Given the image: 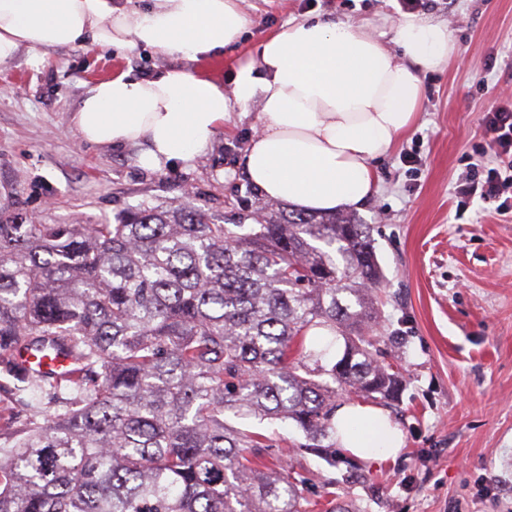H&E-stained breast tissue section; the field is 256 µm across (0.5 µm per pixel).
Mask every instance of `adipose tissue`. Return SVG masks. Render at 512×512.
Here are the masks:
<instances>
[{"label":"adipose tissue","instance_id":"1","mask_svg":"<svg viewBox=\"0 0 512 512\" xmlns=\"http://www.w3.org/2000/svg\"><path fill=\"white\" fill-rule=\"evenodd\" d=\"M241 0H151L129 12L116 0H0V64L20 47L94 44L147 48L196 62L238 44L250 21ZM393 54L371 26L305 17L266 37L230 82L180 68L122 72L95 82L72 115L86 143L142 145L139 163H186L209 147L233 109L260 107L243 170L267 200L328 214L376 192L373 163L414 125L420 71L457 52L447 24L408 13L390 24ZM336 440L353 456H391L400 436L382 408L337 407Z\"/></svg>","mask_w":512,"mask_h":512}]
</instances>
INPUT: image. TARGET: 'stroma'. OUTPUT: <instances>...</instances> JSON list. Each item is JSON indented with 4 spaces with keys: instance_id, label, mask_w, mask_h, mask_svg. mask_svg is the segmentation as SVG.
Here are the masks:
<instances>
[{
    "instance_id": "1",
    "label": "stroma",
    "mask_w": 512,
    "mask_h": 512,
    "mask_svg": "<svg viewBox=\"0 0 512 512\" xmlns=\"http://www.w3.org/2000/svg\"><path fill=\"white\" fill-rule=\"evenodd\" d=\"M250 25L223 56L194 70L227 79L288 20L308 15L366 21L391 44L401 0H243ZM418 14L447 24L458 51L420 75L414 126L379 159L375 195L356 208L371 225L383 270L377 329L381 361L402 380L383 409L402 434L397 455L348 456L332 468L301 457L308 512L327 501L358 512H512V212L456 193L472 165L493 154L484 112L512 103V0H423ZM176 55L82 48H20L0 64V210L23 224H111L118 213L191 195L233 223L264 194L241 160L259 105L233 111L189 165L148 170L138 150L85 143L72 115L92 83L129 71L185 67ZM416 155L409 166L405 154Z\"/></svg>"
}]
</instances>
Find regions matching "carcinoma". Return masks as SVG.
I'll return each instance as SVG.
<instances>
[{
	"instance_id": "obj_1",
	"label": "carcinoma",
	"mask_w": 512,
	"mask_h": 512,
	"mask_svg": "<svg viewBox=\"0 0 512 512\" xmlns=\"http://www.w3.org/2000/svg\"><path fill=\"white\" fill-rule=\"evenodd\" d=\"M382 280L351 213L267 202L223 224L188 197L113 224L0 213V396L25 406L0 417V512H305L302 481L237 420H291L293 453L336 465V399L400 392L365 333Z\"/></svg>"
}]
</instances>
